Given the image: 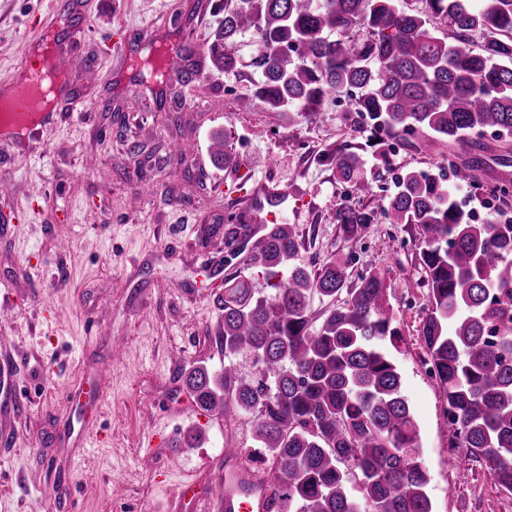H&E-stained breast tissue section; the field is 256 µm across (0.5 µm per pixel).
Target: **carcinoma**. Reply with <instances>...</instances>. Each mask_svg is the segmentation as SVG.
Masks as SVG:
<instances>
[{
	"instance_id": "1",
	"label": "carcinoma",
	"mask_w": 512,
	"mask_h": 512,
	"mask_svg": "<svg viewBox=\"0 0 512 512\" xmlns=\"http://www.w3.org/2000/svg\"><path fill=\"white\" fill-rule=\"evenodd\" d=\"M224 0L210 55L219 73L252 68L253 96L305 117L342 92L372 139L425 147L459 144L470 157L431 176L406 172L386 207L415 224L425 248L427 305L421 335L446 398L452 446L488 467L512 494V218L480 222L455 194L473 184L488 150L484 134L512 139V0ZM448 36L434 31V21ZM481 42L476 47L472 35ZM251 47L243 63L238 47ZM213 161L235 169L218 135ZM323 161L340 183L369 189L361 153L338 144ZM344 237L360 240L374 212H336ZM248 224L224 226L245 243ZM292 227L259 240L246 266L224 278V377L205 366L181 373L197 409L254 415L253 449L273 473L266 512H432L418 425L402 392L385 272L346 287V262L296 263ZM345 295L341 303L336 297ZM328 300L314 315L312 300ZM246 352L251 372L233 357Z\"/></svg>"
}]
</instances>
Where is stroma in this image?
<instances>
[{"instance_id": "35a3bbf8", "label": "stroma", "mask_w": 512, "mask_h": 512, "mask_svg": "<svg viewBox=\"0 0 512 512\" xmlns=\"http://www.w3.org/2000/svg\"><path fill=\"white\" fill-rule=\"evenodd\" d=\"M72 6L86 24L76 40L56 0H0V87L20 83L31 37L49 30L75 98L112 104L108 112L62 113L39 129L42 154L0 134V359L15 361L28 392L20 407L0 401V512H159L176 482L192 479L188 498H203L232 467L225 449L252 447V415L215 424L196 411L180 372L224 366V226L229 214H247L243 194L267 176L308 194L292 222L299 263L315 269L345 259L348 284L373 268L392 282L404 338L396 361L419 424L433 512H512V495L451 445L420 337L423 238L416 225L386 214L396 174L445 167L446 150L401 146L391 169L380 168L345 104L327 101L307 118L258 102L246 108L249 75L218 73L207 58L197 60L192 83L176 86L182 100L171 119L168 98L142 85L136 68L157 58L155 45L133 39L147 28L165 42L176 23L191 42L209 46L224 0ZM117 31L128 42L120 55L107 51ZM217 133L235 149L236 171L213 166ZM134 142L142 152L130 153ZM344 143L363 148L372 193L339 183L322 162ZM346 202L375 213L356 243L336 222ZM84 377L99 379L102 390L98 419L80 422L66 392Z\"/></svg>"}]
</instances>
